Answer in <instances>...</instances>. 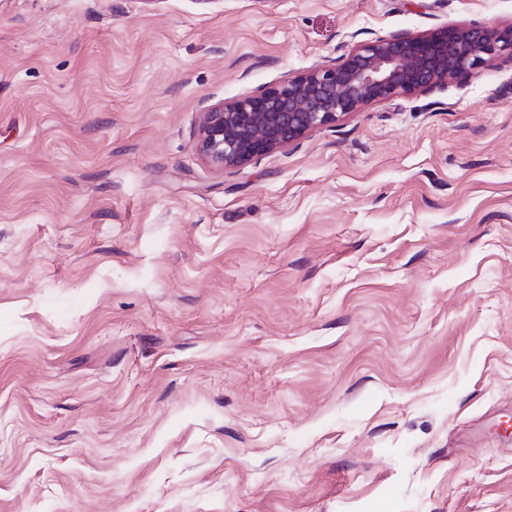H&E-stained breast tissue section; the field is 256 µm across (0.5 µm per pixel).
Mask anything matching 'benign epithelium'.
Segmentation results:
<instances>
[{
    "mask_svg": "<svg viewBox=\"0 0 512 512\" xmlns=\"http://www.w3.org/2000/svg\"><path fill=\"white\" fill-rule=\"evenodd\" d=\"M502 58L512 61V25H443L361 42L338 62L315 65L259 95L210 107L196 149L215 168H235L371 102L440 88Z\"/></svg>",
    "mask_w": 512,
    "mask_h": 512,
    "instance_id": "7a95c632",
    "label": "benign epithelium"
}]
</instances>
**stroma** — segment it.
I'll return each instance as SVG.
<instances>
[{
    "label": "stroma",
    "instance_id": "obj_1",
    "mask_svg": "<svg viewBox=\"0 0 512 512\" xmlns=\"http://www.w3.org/2000/svg\"><path fill=\"white\" fill-rule=\"evenodd\" d=\"M512 0H0V512H512V64L217 171L210 105Z\"/></svg>",
    "mask_w": 512,
    "mask_h": 512
}]
</instances>
